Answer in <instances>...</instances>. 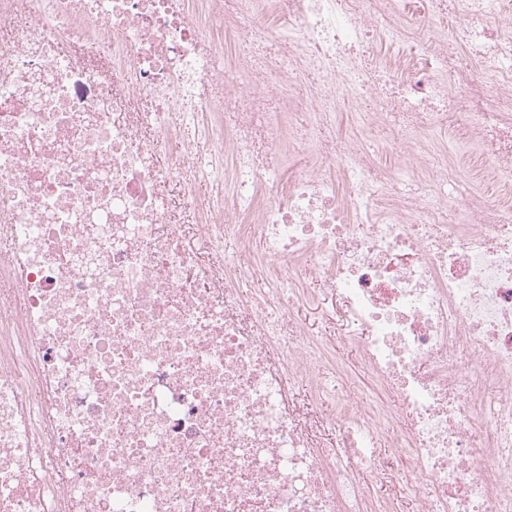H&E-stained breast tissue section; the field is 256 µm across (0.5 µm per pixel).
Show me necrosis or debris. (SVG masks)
Returning <instances> with one entry per match:
<instances>
[{
  "label": "necrosis or debris",
  "mask_w": 512,
  "mask_h": 512,
  "mask_svg": "<svg viewBox=\"0 0 512 512\" xmlns=\"http://www.w3.org/2000/svg\"><path fill=\"white\" fill-rule=\"evenodd\" d=\"M0 28V512H369L389 409L339 405L332 456L289 403L329 353L270 309L313 279L402 401L418 512H512V0H0ZM189 125L207 151L159 167ZM222 169L208 208L158 191Z\"/></svg>",
  "instance_id": "1"
}]
</instances>
